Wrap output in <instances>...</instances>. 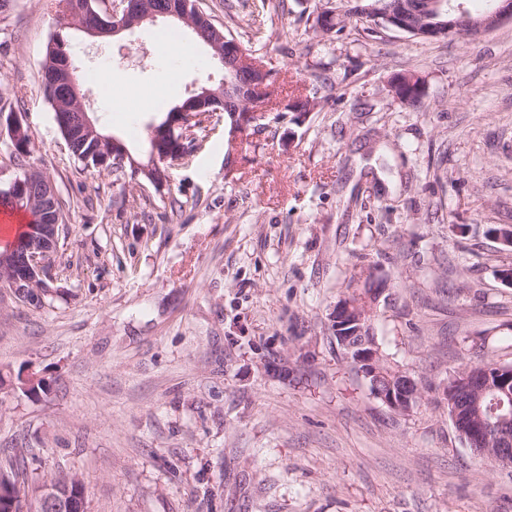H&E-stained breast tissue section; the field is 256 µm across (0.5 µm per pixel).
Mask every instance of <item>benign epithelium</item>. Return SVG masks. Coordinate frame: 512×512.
Returning <instances> with one entry per match:
<instances>
[{
  "instance_id": "benign-epithelium-1",
  "label": "benign epithelium",
  "mask_w": 512,
  "mask_h": 512,
  "mask_svg": "<svg viewBox=\"0 0 512 512\" xmlns=\"http://www.w3.org/2000/svg\"><path fill=\"white\" fill-rule=\"evenodd\" d=\"M102 14H93L92 19H87L89 5L82 0L73 2V13L81 18V26L88 34L95 37L105 35L116 36L124 31H132L145 23H153L159 19L166 20L172 16L185 21L190 27H195L191 9V0H175L166 10H154L142 5L139 0H103ZM429 9L436 15L447 17L443 27L448 33H455L466 25V33L471 37H478L497 27L505 18L512 20V0H503V5L496 11L479 17H470L464 5L461 3L445 2V0H431ZM215 58L221 67L236 68L247 64L251 69V77L242 85H232L228 82L221 83L218 91H212L205 87L191 93L185 103L166 115L158 124L149 126L148 155L150 163L134 166L135 174L150 175L159 168V161L175 160L183 153L186 133L194 127H201L207 121L210 113L217 112L224 107L225 101L230 98L239 100L237 110L229 113L234 131L241 133L259 124L264 119L266 105L264 94L267 91V82L271 78L269 69L260 61L247 56L243 46L235 40H224V44H213ZM57 63L55 77L61 83L75 111L81 117L80 125L76 129L77 134L94 137L98 141L95 150L94 165L100 169H107L113 165L120 166L130 159V152L126 146L116 137L108 139L97 134L94 123L88 116L86 96L81 93L78 67L74 64L70 55L61 47H56ZM8 134L14 144L22 151L29 150V144L22 141L24 126L16 113H11L8 122ZM35 177L32 171L26 170L17 176L8 189L10 197L14 201L25 198L27 191L31 189ZM57 195L54 186L49 189L42 198V211L44 215L43 237L24 250L16 253L12 250L0 253V286H6L12 291H17L22 285H34L40 283L43 288L49 287L52 278L49 275V260L57 244V230L61 221L60 210L54 204L53 196ZM334 331L340 335H347L346 328L353 324H361L363 316L352 309V305L344 302L336 303L331 314ZM379 353L375 347L364 344L354 353L352 364L360 374H368L377 365ZM501 377L497 381L483 377L478 373L464 376L455 384V389L448 390V383L441 385L443 398H448V393L457 396L472 395L476 402L489 392L495 390V386L505 387L512 381V373L502 370ZM418 388L415 387L410 375H405L404 386L397 390L382 395L386 406L393 410H400L411 405ZM58 485L55 481L46 482L41 486V502L49 512H81L83 502L71 500L66 504L58 502Z\"/></svg>"
}]
</instances>
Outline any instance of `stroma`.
Wrapping results in <instances>:
<instances>
[{"label": "stroma", "instance_id": "obj_1", "mask_svg": "<svg viewBox=\"0 0 512 512\" xmlns=\"http://www.w3.org/2000/svg\"><path fill=\"white\" fill-rule=\"evenodd\" d=\"M199 0L275 70V121L232 135L211 114L162 187L69 152L41 86L62 35L81 72L103 57L148 87L153 25L108 39L61 28L46 0L0 20V95L18 97L24 164L0 136V190L43 171L65 201L49 305L0 288V455L29 479L75 476L86 512H512V475L459 438L439 391L465 365L512 362V20L431 41L347 22L327 0ZM266 35L254 40L257 27ZM425 81L422 110L390 77ZM216 67L182 69L169 102L94 119L136 156L149 125ZM311 96L305 119L285 111ZM390 279L374 333L424 386L398 416L336 345L330 314L366 272ZM34 369L47 389L23 394Z\"/></svg>", "mask_w": 512, "mask_h": 512}]
</instances>
